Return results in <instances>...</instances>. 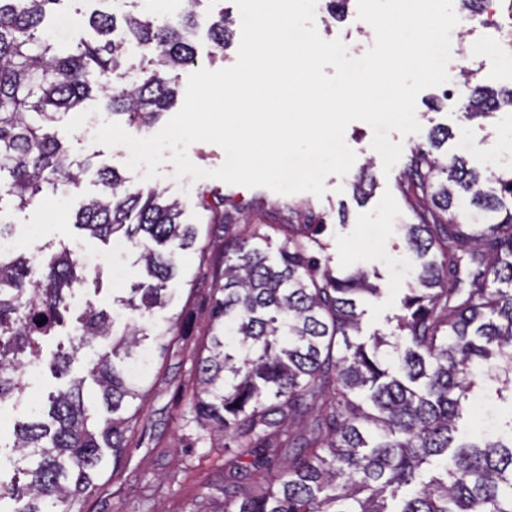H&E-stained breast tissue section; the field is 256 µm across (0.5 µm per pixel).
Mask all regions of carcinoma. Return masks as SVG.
<instances>
[{
	"instance_id": "cac0c4a2",
	"label": "carcinoma",
	"mask_w": 512,
	"mask_h": 512,
	"mask_svg": "<svg viewBox=\"0 0 512 512\" xmlns=\"http://www.w3.org/2000/svg\"><path fill=\"white\" fill-rule=\"evenodd\" d=\"M65 0H0V202L26 208L46 192L79 184L92 159L64 148L54 127L87 100L105 93V107L130 125L149 128L177 100L170 72L195 64L191 36L206 23L218 47L231 41L219 11L202 18L201 0H187L163 20L155 13L117 17L93 13L87 23L106 40L64 43L46 36L48 17ZM471 17L496 0H459ZM151 57L129 85L112 75L133 50ZM462 118L512 109V88L471 83ZM449 127L413 147L401 188L423 205L405 225L420 260L416 285L401 301L390 333L361 335L360 298L380 295L358 267L336 274L322 263L313 223L284 203L288 229L273 259L260 243L273 224L236 233L243 207L212 192L198 193L206 228L181 220L183 210L156 189H133L115 170H97L100 190L77 210L75 226L109 241L139 243L143 280L113 303L124 310L121 333L103 311L87 308L70 350L50 366L66 384L49 397L47 417L18 425L13 450L24 481L0 479V501L15 512H82L109 465L127 450L140 422L141 380L122 362L146 341L160 355L178 321L144 326L140 319L167 305L168 283L180 275L176 256L192 250L195 275L214 285L208 340L196 356L192 419L224 435V503L211 512H512V170H478L436 151ZM495 181L499 190H488ZM224 238V263L201 237ZM31 256L0 257V400L26 390L23 367L39 362L41 341L63 325L73 286L90 272L61 246L41 279L29 277ZM44 324H38V321ZM108 350L75 375L79 350ZM104 411L87 404V380ZM509 403L505 434L458 442L469 395Z\"/></svg>"
}]
</instances>
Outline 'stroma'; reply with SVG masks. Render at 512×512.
I'll return each mask as SVG.
<instances>
[{"instance_id": "obj_1", "label": "stroma", "mask_w": 512, "mask_h": 512, "mask_svg": "<svg viewBox=\"0 0 512 512\" xmlns=\"http://www.w3.org/2000/svg\"><path fill=\"white\" fill-rule=\"evenodd\" d=\"M95 7V0H68L55 13L50 35L60 39L93 37V30L84 20ZM315 24L324 39H341L354 58L363 56L374 42L372 27L359 20L353 8L344 19L335 20L329 15L325 0H318ZM461 106L460 94L451 85L426 88L416 99L420 132L404 136L394 131L390 138L407 150L426 143L432 128L446 125L453 131L447 144L449 154L482 168L496 167L499 158L512 154V110L502 109L487 120L463 122L459 119ZM80 123V117L71 115L58 124L57 130L71 154L93 161V170L84 175L81 183L44 194L23 210L8 204L0 206V224L37 227L35 245L43 255H50L63 243L82 246L89 252L107 251V244L89 237L74 222L79 205L98 190L97 167L108 166L123 173L131 186L155 188L165 197L182 202L183 220L187 223L199 220L195 200L203 189L230 196L240 203L249 224L278 223L279 207L286 199L319 215L325 224L321 239L329 266L336 271L364 267L381 290L379 298L365 305L364 333L387 329L388 318L397 313L403 293L415 281L417 264L405 247L402 230L403 225L413 220L415 203L414 198L403 195L399 189L404 165L399 162L391 171H384L379 154L371 146L373 130L365 122H352L345 131V142L356 154V161L345 176H328L324 196L301 192L288 198L265 187L248 188L188 176L178 180L174 177V165L168 160L160 168V177L143 179L141 172L127 168L125 147L108 149L81 138ZM364 169L371 175L374 189L368 199L362 200L355 195L353 183ZM139 253L138 247H128L123 258L127 271L124 280H113L104 270L98 280L75 286L72 314L89 306L111 309L113 297L127 294L140 280ZM177 260L183 274L169 284L171 301L165 309L154 310L150 319L159 322L177 317L180 334L173 339L172 353L165 357L160 356L156 344L145 345L149 365L143 381V422L131 435L129 451L121 464L98 479L95 491L83 504L84 512H196L197 508L207 507L210 500L223 497L222 443L202 437L188 412L195 388V353L206 338L210 318L211 285L206 281H187V273L196 267L193 251L178 254ZM27 382L21 400L0 405V453L5 455L12 452L14 422L37 414L48 392L58 385L44 366L29 374Z\"/></svg>"}]
</instances>
